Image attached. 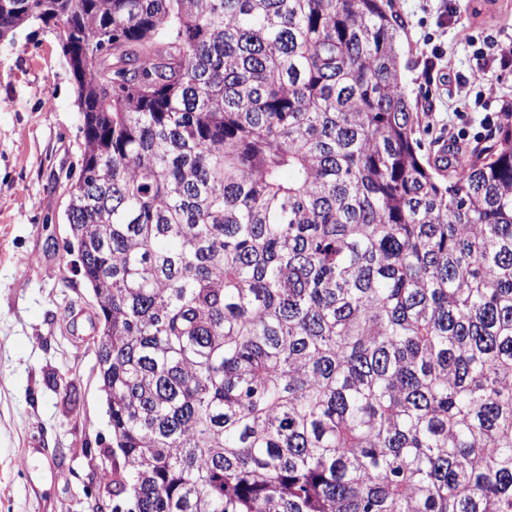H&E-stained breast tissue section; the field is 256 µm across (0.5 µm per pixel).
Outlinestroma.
<instances>
[{
  "mask_svg": "<svg viewBox=\"0 0 512 512\" xmlns=\"http://www.w3.org/2000/svg\"><path fill=\"white\" fill-rule=\"evenodd\" d=\"M423 157L485 134L492 75L512 103V0H393ZM76 86L50 25L0 43V512H89L112 446L95 369V304L66 249L82 142Z\"/></svg>",
  "mask_w": 512,
  "mask_h": 512,
  "instance_id": "stroma-1",
  "label": "stroma"
}]
</instances>
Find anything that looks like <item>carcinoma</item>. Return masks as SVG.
I'll use <instances>...</instances> for the list:
<instances>
[{"label": "carcinoma", "mask_w": 512, "mask_h": 512, "mask_svg": "<svg viewBox=\"0 0 512 512\" xmlns=\"http://www.w3.org/2000/svg\"><path fill=\"white\" fill-rule=\"evenodd\" d=\"M36 22L89 75L112 512H512V115L424 160L392 0H0Z\"/></svg>", "instance_id": "1"}]
</instances>
